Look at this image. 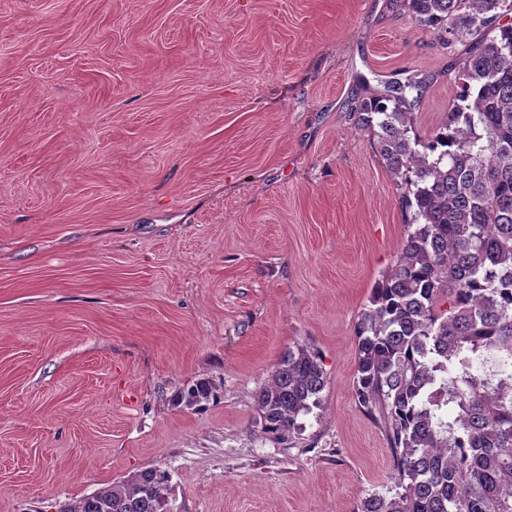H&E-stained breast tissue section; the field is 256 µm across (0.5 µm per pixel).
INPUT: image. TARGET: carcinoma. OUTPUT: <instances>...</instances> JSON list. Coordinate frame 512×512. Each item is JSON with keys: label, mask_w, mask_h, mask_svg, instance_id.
I'll list each match as a JSON object with an SVG mask.
<instances>
[{"label": "carcinoma", "mask_w": 512, "mask_h": 512, "mask_svg": "<svg viewBox=\"0 0 512 512\" xmlns=\"http://www.w3.org/2000/svg\"><path fill=\"white\" fill-rule=\"evenodd\" d=\"M405 8L454 43L481 40L429 140L410 136L422 81L358 107L411 213L354 327L355 395L383 420L397 472L395 494H372L358 512H512V0ZM325 386L315 352L288 350L256 395L262 433H297ZM168 482L146 467L60 512H166Z\"/></svg>", "instance_id": "carcinoma-1"}]
</instances>
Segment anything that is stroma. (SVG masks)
<instances>
[{
  "label": "stroma",
  "mask_w": 512,
  "mask_h": 512,
  "mask_svg": "<svg viewBox=\"0 0 512 512\" xmlns=\"http://www.w3.org/2000/svg\"><path fill=\"white\" fill-rule=\"evenodd\" d=\"M466 52L399 0H0V512L149 465L169 512L394 491L354 326L409 215L357 107L425 80L427 138ZM299 344L327 384L277 440L256 394Z\"/></svg>",
  "instance_id": "35a3bbf8"
}]
</instances>
